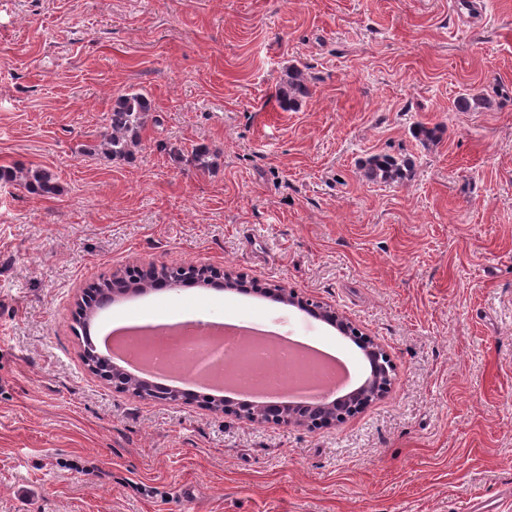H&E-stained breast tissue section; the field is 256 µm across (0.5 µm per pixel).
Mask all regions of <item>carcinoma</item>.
<instances>
[{
    "label": "carcinoma",
    "mask_w": 512,
    "mask_h": 512,
    "mask_svg": "<svg viewBox=\"0 0 512 512\" xmlns=\"http://www.w3.org/2000/svg\"><path fill=\"white\" fill-rule=\"evenodd\" d=\"M307 79L301 69L294 67L276 98L278 107L283 111H292L298 107L300 99L309 95ZM153 111L151 98L140 93L118 95L112 103L109 125L103 133L101 146L114 158H125L132 148L141 141V134L147 125L150 112ZM179 161L199 171L212 166L209 148L195 147L189 153H177ZM405 164L385 156H374L367 163V173L372 178L383 180L399 179L404 174ZM0 182L5 185L16 184L32 194L54 195L59 186L54 175L41 168H23L0 166Z\"/></svg>",
    "instance_id": "cac0c4a2"
}]
</instances>
